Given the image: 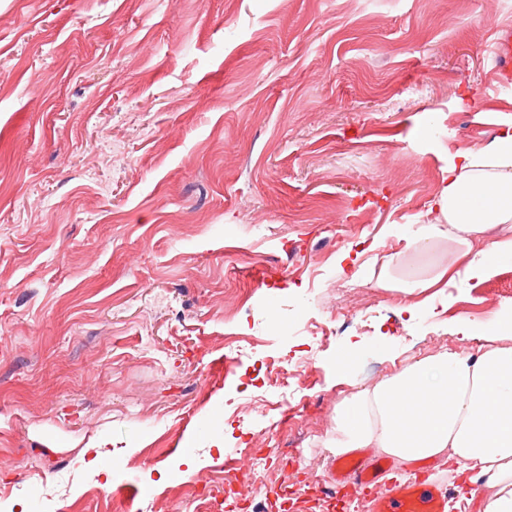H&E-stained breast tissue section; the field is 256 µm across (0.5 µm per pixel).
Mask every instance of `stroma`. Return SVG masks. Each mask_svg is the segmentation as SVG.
<instances>
[{"mask_svg": "<svg viewBox=\"0 0 512 512\" xmlns=\"http://www.w3.org/2000/svg\"><path fill=\"white\" fill-rule=\"evenodd\" d=\"M506 26L512 0H0V512L314 500L338 403L486 347L512 265L421 305L371 281L446 258L402 235L512 125ZM229 336L258 344L211 371ZM272 358L307 371L296 424L252 408ZM100 436L108 478L79 463ZM493 56L498 68V82L501 85L511 84L512 79V30L497 31L493 44Z\"/></svg>", "mask_w": 512, "mask_h": 512, "instance_id": "1", "label": "stroma"}]
</instances>
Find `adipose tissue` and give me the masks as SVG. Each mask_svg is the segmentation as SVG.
Returning <instances> with one entry per match:
<instances>
[{"mask_svg":"<svg viewBox=\"0 0 512 512\" xmlns=\"http://www.w3.org/2000/svg\"><path fill=\"white\" fill-rule=\"evenodd\" d=\"M433 207L440 223L410 225L406 245L426 253L447 241L448 260L412 288L425 293L512 263V128L452 155ZM477 240L485 243L478 251ZM493 325L498 335L480 355L441 351L342 401L328 448L339 456L375 448L404 463L448 458L467 477L461 502L512 512V318Z\"/></svg>","mask_w":512,"mask_h":512,"instance_id":"1","label":"adipose tissue"}]
</instances>
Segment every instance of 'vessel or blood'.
Instances as JSON below:
<instances>
[{"label": "vessel or blood", "mask_w": 512, "mask_h": 512, "mask_svg": "<svg viewBox=\"0 0 512 512\" xmlns=\"http://www.w3.org/2000/svg\"><path fill=\"white\" fill-rule=\"evenodd\" d=\"M493 56L498 68V81L512 83V30L502 29L496 34ZM382 467L374 460L362 459L339 469L319 485V494L325 503H333L344 486L353 485L373 489V496L365 505L366 512H448V493L436 483L426 481H395L386 489H379Z\"/></svg>", "instance_id": "1"}]
</instances>
